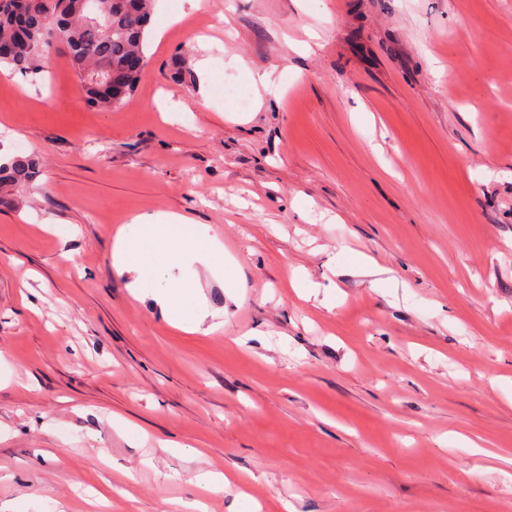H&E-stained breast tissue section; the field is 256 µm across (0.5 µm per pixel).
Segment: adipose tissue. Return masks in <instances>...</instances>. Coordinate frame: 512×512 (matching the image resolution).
<instances>
[{"label":"adipose tissue","instance_id":"ef3b65f1","mask_svg":"<svg viewBox=\"0 0 512 512\" xmlns=\"http://www.w3.org/2000/svg\"><path fill=\"white\" fill-rule=\"evenodd\" d=\"M186 218L176 213L138 215L133 219L135 234L117 232L112 242V262L125 273L132 290H139L145 264H154L165 275L189 263L198 264L210 273L224 268V245L209 228L184 232ZM155 300L168 322L188 332L202 331L209 312L200 293L177 288L158 289Z\"/></svg>","mask_w":512,"mask_h":512}]
</instances>
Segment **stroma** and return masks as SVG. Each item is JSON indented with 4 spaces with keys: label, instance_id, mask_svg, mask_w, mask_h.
I'll use <instances>...</instances> for the list:
<instances>
[{
    "label": "stroma",
    "instance_id": "1",
    "mask_svg": "<svg viewBox=\"0 0 512 512\" xmlns=\"http://www.w3.org/2000/svg\"><path fill=\"white\" fill-rule=\"evenodd\" d=\"M145 53L112 110L0 66V508L512 512V0H155ZM162 212L218 332L112 264ZM38 161L30 156H15L0 161V207L12 208L19 203V193L31 187ZM131 224H137L136 233L127 235L120 229L112 241V262L131 280L129 287L136 295L140 288L145 264L154 263L163 278L173 269L188 263H197L213 274L224 275V244L210 229L199 227L193 234L185 233L180 224L188 219L176 213L137 215Z\"/></svg>",
    "mask_w": 512,
    "mask_h": 512
}]
</instances>
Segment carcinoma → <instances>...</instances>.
Wrapping results in <instances>:
<instances>
[{"label":"carcinoma","instance_id":"obj_1","mask_svg":"<svg viewBox=\"0 0 512 512\" xmlns=\"http://www.w3.org/2000/svg\"><path fill=\"white\" fill-rule=\"evenodd\" d=\"M28 29L16 32L11 0H0V42L11 44L10 52L0 55V64L25 73H38L57 52L67 55L89 103L102 109L125 105L133 95L142 74L124 77V96L116 100L96 80L101 70L117 66L130 55H144L143 40L150 23L153 0H139L134 11L124 0H109L102 19L91 16L87 0H25ZM38 161L15 156L0 161V207L19 203V193L31 187Z\"/></svg>","mask_w":512,"mask_h":512}]
</instances>
